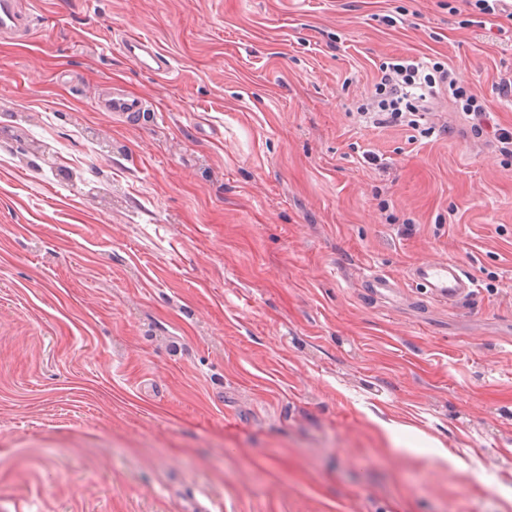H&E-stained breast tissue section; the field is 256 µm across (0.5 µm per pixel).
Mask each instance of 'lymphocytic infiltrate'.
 I'll return each mask as SVG.
<instances>
[{"label":"lymphocytic infiltrate","mask_w":512,"mask_h":512,"mask_svg":"<svg viewBox=\"0 0 512 512\" xmlns=\"http://www.w3.org/2000/svg\"><path fill=\"white\" fill-rule=\"evenodd\" d=\"M444 93L461 101L474 134L491 132L500 153L512 155V130L495 124L488 107L467 93L451 70L422 57L399 55L384 61L374 91L360 105L359 114L378 130L400 125L416 130L428 120L434 100Z\"/></svg>","instance_id":"obj_1"}]
</instances>
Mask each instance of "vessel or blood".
Here are the masks:
<instances>
[{"label":"vessel or blood","instance_id":"vessel-or-blood-1","mask_svg":"<svg viewBox=\"0 0 512 512\" xmlns=\"http://www.w3.org/2000/svg\"><path fill=\"white\" fill-rule=\"evenodd\" d=\"M35 32L29 16L19 6V0H0V36L30 38ZM123 49L142 68L158 75L170 72L171 63L165 51L138 35H128ZM101 111L134 118L143 112L141 100L121 94L103 97L98 102ZM411 280L425 290L432 301L456 306L471 298L477 285L474 279L456 263L437 260L416 265L411 270Z\"/></svg>","mask_w":512,"mask_h":512}]
</instances>
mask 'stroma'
<instances>
[{"label":"stroma","instance_id":"35a3bbf8","mask_svg":"<svg viewBox=\"0 0 512 512\" xmlns=\"http://www.w3.org/2000/svg\"><path fill=\"white\" fill-rule=\"evenodd\" d=\"M28 7L0 40V512H512V158L445 98L451 136L357 114L415 54L512 129V41L465 0ZM444 258L477 284L453 309L410 280ZM123 49L142 68L156 75L168 74L171 70L169 56L154 42L130 34L125 38ZM98 107L102 112H112L126 118H136L144 112L141 100L115 93L99 100Z\"/></svg>","mask_w":512,"mask_h":512}]
</instances>
